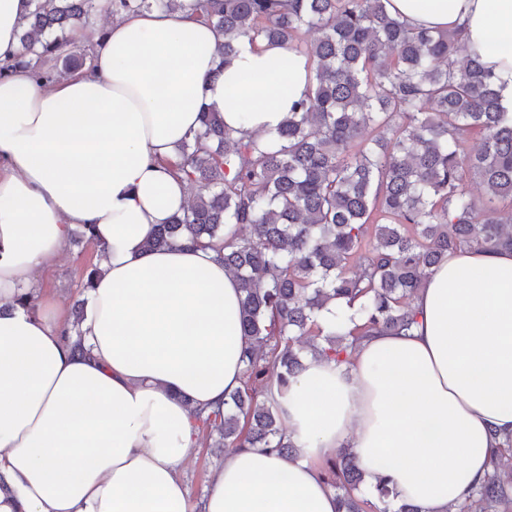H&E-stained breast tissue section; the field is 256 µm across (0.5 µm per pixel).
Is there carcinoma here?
<instances>
[{"label":"carcinoma","mask_w":512,"mask_h":512,"mask_svg":"<svg viewBox=\"0 0 512 512\" xmlns=\"http://www.w3.org/2000/svg\"><path fill=\"white\" fill-rule=\"evenodd\" d=\"M152 8L215 27L225 66L246 39L288 46L313 74L272 137L202 113L174 163L198 192L143 242L211 248L240 281L243 387L224 409L194 412L203 439L289 458L295 446L266 397L272 382L288 391L306 353L348 364L363 338L410 330L407 299L449 253L512 250V105L463 31L411 28L386 0H36L22 47L46 62L38 78L50 83L76 25ZM475 178L477 195L467 189ZM336 300L358 304V323L338 314L325 331L318 320ZM507 451L511 436L459 512H512ZM327 481L337 512H390L391 479L361 496L364 472L348 448Z\"/></svg>","instance_id":"obj_1"}]
</instances>
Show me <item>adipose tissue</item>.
Returning <instances> with one entry per match:
<instances>
[{"instance_id":"ef3b65f1","label":"adipose tissue","mask_w":512,"mask_h":512,"mask_svg":"<svg viewBox=\"0 0 512 512\" xmlns=\"http://www.w3.org/2000/svg\"><path fill=\"white\" fill-rule=\"evenodd\" d=\"M33 0H0V512H336L318 463L352 449L374 492L382 458L396 503L457 512L512 435V251L449 254L415 296L418 322L376 333L350 363L308 362L271 389L292 459L235 448L201 504L181 473L193 413L243 386L242 293L210 250H144L188 202L172 165L215 111L276 133L308 87L306 59L220 36L181 11L80 29L84 67L46 84L19 41ZM409 25L464 29L512 98V0H389ZM102 248L84 345L40 279L75 228Z\"/></svg>"}]
</instances>
